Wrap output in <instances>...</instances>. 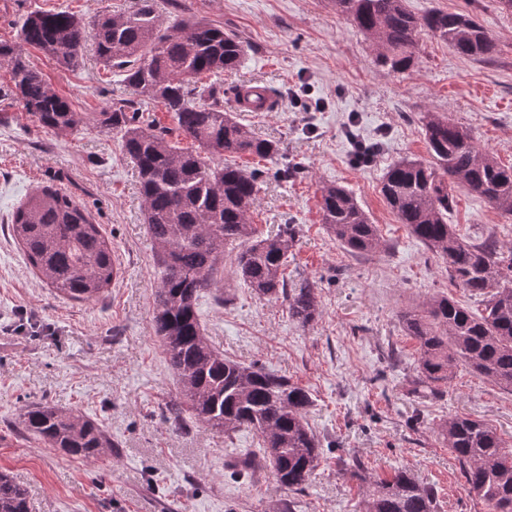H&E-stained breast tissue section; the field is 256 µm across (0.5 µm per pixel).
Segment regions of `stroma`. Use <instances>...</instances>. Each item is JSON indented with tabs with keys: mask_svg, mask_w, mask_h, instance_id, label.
Listing matches in <instances>:
<instances>
[{
	"mask_svg": "<svg viewBox=\"0 0 512 512\" xmlns=\"http://www.w3.org/2000/svg\"><path fill=\"white\" fill-rule=\"evenodd\" d=\"M181 2L185 16L234 32L247 46L221 78L224 107L281 148L272 159H237L264 173L251 221L266 235L294 226L285 276L314 283L319 305L315 321L300 326L285 302L258 297L228 273L223 298L201 297V322L226 356L311 393L307 419L322 459L302 490L287 489L266 469L237 480L233 463L256 447L255 433H218L176 417L177 382L154 333L159 274L138 174L118 135L42 129L0 64V472L26 489L30 512H359L367 481L397 468L436 487L438 512H486L438 427L464 415L512 444V392L462 364L440 393L416 392L417 344L401 313L438 294L476 312L481 304L398 223L380 186L398 160L430 162L424 112L447 116L479 148L512 164V12L497 0H405L417 14L469 11L498 52L486 62L469 60L424 35L414 64L392 73L331 0ZM135 7L136 0H0V41H17L36 11L66 10L90 24ZM26 54L76 111L109 112L131 98L93 43L69 68L34 48ZM245 80L269 85L275 111L238 112L233 90ZM292 91L300 103L289 102ZM357 140L378 144L372 162L354 163ZM287 165L303 168V176L280 180ZM49 183L88 209L115 253L119 273L98 300L47 288L8 231L16 208ZM330 183L349 189L377 224L378 252L350 253L323 227L321 188ZM448 222L468 239L493 232L512 247V215L465 188H456ZM33 402L98 422L114 443L111 455L71 458L25 434L19 416ZM350 458L361 462V478L342 471Z\"/></svg>",
	"mask_w": 512,
	"mask_h": 512,
	"instance_id": "obj_1",
	"label": "stroma"
}]
</instances>
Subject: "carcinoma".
Segmentation results:
<instances>
[{"label":"carcinoma","instance_id":"carcinoma-1","mask_svg":"<svg viewBox=\"0 0 512 512\" xmlns=\"http://www.w3.org/2000/svg\"><path fill=\"white\" fill-rule=\"evenodd\" d=\"M370 41L379 62L402 72L415 61L419 37L430 35L460 56L493 58L497 42L468 11L432 10L417 15L405 0H332ZM96 54L104 67L122 73L135 99L110 112H76L55 92L24 52L30 46L64 66L77 64L85 42L84 21L68 11H37L20 26L19 41H0V63L10 66L13 92L42 128L63 135L80 126L120 136L140 176L145 224L153 239L160 281L154 330L177 378L180 409L189 418L229 434L253 431L259 448L235 468L265 467L288 489L303 487L321 460V444L306 418L309 392L256 364L245 365L215 350L205 336L197 301L217 292L215 272L224 246H242L232 274L259 296L288 303L302 327L318 314L314 284L288 286L284 268L293 247V227L263 237L251 224V208L262 171L226 162L240 154L267 159L279 152L275 140L260 138L224 110V89L216 78L238 66L240 37L204 19L176 16L163 22L153 0H140L129 13L93 23ZM159 103L173 113L175 130L143 123L136 101ZM433 164H392L380 193L409 233L448 263L455 287L481 299L473 312L441 295L422 309L400 315L418 346V386L432 394L448 385L458 362L512 391V249L502 252L493 235L470 241L448 224L455 188L462 186L512 215V165L483 152L471 135L435 112L420 116ZM178 132L197 143L180 151L167 139ZM322 223L354 254L380 246L377 225L347 188L321 190ZM11 231L40 279L74 300L94 301L117 274L112 247L86 209L51 186L33 192L13 215ZM23 430L69 456L96 458L112 451L110 436L94 422L46 403L26 407ZM459 461L471 492L488 512H512V448L486 423L456 416L439 426ZM436 494L407 471L370 483L364 512H436ZM0 512H29L27 493L0 472Z\"/></svg>","mask_w":512,"mask_h":512}]
</instances>
